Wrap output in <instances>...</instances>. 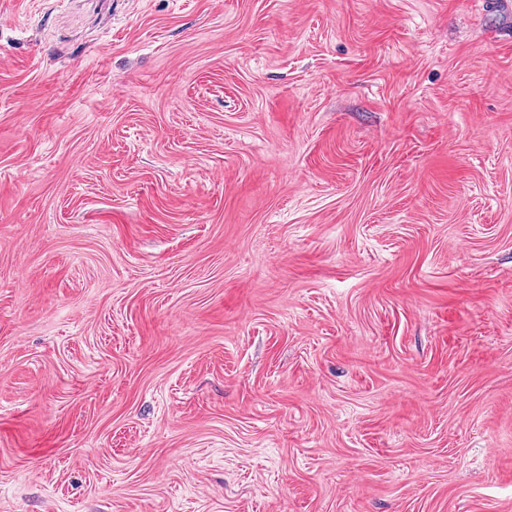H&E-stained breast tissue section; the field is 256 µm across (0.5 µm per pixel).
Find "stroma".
<instances>
[{"label":"stroma","mask_w":512,"mask_h":512,"mask_svg":"<svg viewBox=\"0 0 512 512\" xmlns=\"http://www.w3.org/2000/svg\"><path fill=\"white\" fill-rule=\"evenodd\" d=\"M0 512H512V9L0 0Z\"/></svg>","instance_id":"35a3bbf8"}]
</instances>
